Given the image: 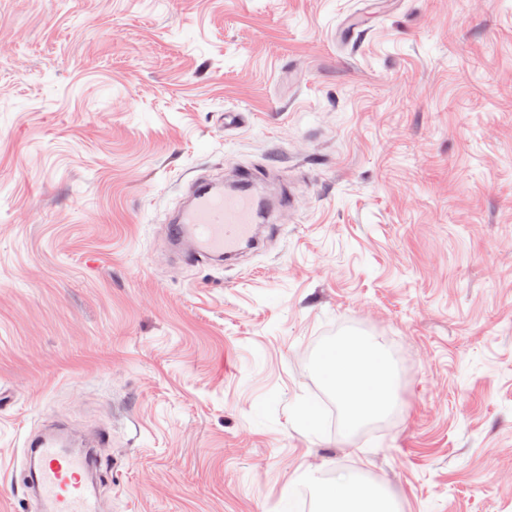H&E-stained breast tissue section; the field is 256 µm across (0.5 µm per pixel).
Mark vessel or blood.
<instances>
[{
    "label": "vessel or blood",
    "mask_w": 512,
    "mask_h": 512,
    "mask_svg": "<svg viewBox=\"0 0 512 512\" xmlns=\"http://www.w3.org/2000/svg\"><path fill=\"white\" fill-rule=\"evenodd\" d=\"M231 186L199 185L167 226L169 242L189 264H214L235 258L258 244V224L273 205L261 195L266 178L253 168L240 169ZM32 484L41 506L49 512H99L85 480L87 455L69 450L63 435L31 434L25 444Z\"/></svg>",
    "instance_id": "vessel-or-blood-1"
}]
</instances>
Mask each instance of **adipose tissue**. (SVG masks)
<instances>
[{"instance_id": "ef3b65f1", "label": "adipose tissue", "mask_w": 512, "mask_h": 512, "mask_svg": "<svg viewBox=\"0 0 512 512\" xmlns=\"http://www.w3.org/2000/svg\"><path fill=\"white\" fill-rule=\"evenodd\" d=\"M317 365L349 428L382 419L396 408V369L385 345L348 336L327 345ZM320 512H398L394 500L359 472L339 473L316 487Z\"/></svg>"}]
</instances>
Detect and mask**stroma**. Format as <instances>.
<instances>
[{"label": "stroma", "instance_id": "35a3bbf8", "mask_svg": "<svg viewBox=\"0 0 512 512\" xmlns=\"http://www.w3.org/2000/svg\"><path fill=\"white\" fill-rule=\"evenodd\" d=\"M0 512L25 440L108 434L103 512H512V0H0ZM241 110L234 127L226 111ZM269 169L262 250L165 238L197 175ZM401 377L342 427L349 334ZM317 365L350 429L382 419L396 408V369L375 338L348 336L327 345ZM355 471L340 472L316 487L320 512H398L394 500L379 486L365 482Z\"/></svg>", "mask_w": 512, "mask_h": 512}]
</instances>
